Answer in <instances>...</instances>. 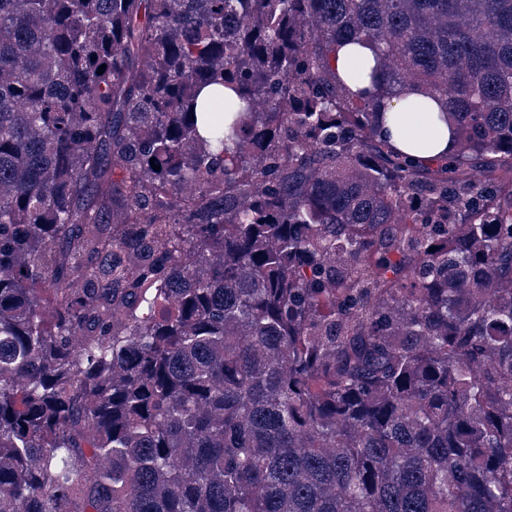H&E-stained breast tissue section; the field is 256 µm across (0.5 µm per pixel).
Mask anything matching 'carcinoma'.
Wrapping results in <instances>:
<instances>
[{
  "mask_svg": "<svg viewBox=\"0 0 512 512\" xmlns=\"http://www.w3.org/2000/svg\"><path fill=\"white\" fill-rule=\"evenodd\" d=\"M0 512H512V0H0ZM374 59V52L368 46L351 43L337 52L333 67L353 95L365 97L373 87L369 73L375 65ZM379 130L391 146L409 160L444 159L455 149L446 118V103L415 88L400 99L379 102Z\"/></svg>",
  "mask_w": 512,
  "mask_h": 512,
  "instance_id": "obj_1",
  "label": "carcinoma"
}]
</instances>
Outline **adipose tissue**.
I'll use <instances>...</instances> for the list:
<instances>
[{
    "mask_svg": "<svg viewBox=\"0 0 512 512\" xmlns=\"http://www.w3.org/2000/svg\"><path fill=\"white\" fill-rule=\"evenodd\" d=\"M375 64L373 51L364 45H344L333 66L353 95L368 96L373 84L369 76ZM379 130L384 139L412 161L448 157L455 148V137L446 119L443 99L413 89L401 98L381 101Z\"/></svg>",
    "mask_w": 512,
    "mask_h": 512,
    "instance_id": "ef3b65f1",
    "label": "adipose tissue"
}]
</instances>
